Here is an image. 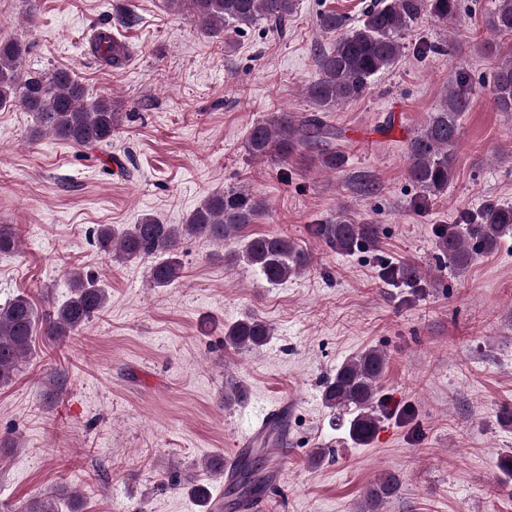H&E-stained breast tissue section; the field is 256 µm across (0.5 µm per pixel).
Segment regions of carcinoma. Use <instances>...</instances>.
<instances>
[{
    "instance_id": "cac0c4a2",
    "label": "carcinoma",
    "mask_w": 512,
    "mask_h": 512,
    "mask_svg": "<svg viewBox=\"0 0 512 512\" xmlns=\"http://www.w3.org/2000/svg\"><path fill=\"white\" fill-rule=\"evenodd\" d=\"M200 29L211 37L229 34L261 23L267 33L283 37L296 9V0H171ZM460 10V0H371L361 19L351 26L345 17L328 10L318 14L317 25L324 33L342 31L333 47L317 55L318 77L305 90L319 108L329 109L363 95L372 80L390 68L402 55L403 33L423 13L448 21ZM488 26L498 35L512 36V0H494ZM500 62L492 73L491 94L496 109L512 112V47L501 51L492 47ZM25 46L17 41H0V107L18 105L35 115V133H49L76 145L96 148L112 145L119 129L118 113L112 101L86 98L83 86L65 70L50 75L23 73L20 68ZM97 57L112 67L120 66L125 52L112 42L95 49ZM468 80L461 74L448 97L431 113L425 125L409 138L406 146L407 177L427 196L448 189L457 162L456 146L461 137L459 117L470 104ZM340 132L313 112L299 117L292 112L274 113L255 123L248 131L245 148L254 159L288 158L302 149L324 146ZM267 211L265 202L250 192L228 187L207 196L180 224H165L146 214L138 223L117 232L107 224L92 237L99 252L122 263L163 256L148 271L150 282L164 288L178 280L183 265L178 244L184 237L222 245L239 238ZM320 234L336 250L351 252L378 238V225L357 222L341 212L336 220L323 224ZM512 234V205H489L479 213L478 223L459 229L451 227L439 241L442 258L456 271L468 268L473 254L494 250L500 239ZM18 240L11 230L0 228V254L15 253ZM244 260L257 268L269 283H278L304 272L310 256L294 241L281 235H259L244 239ZM69 297L48 313L41 314L25 295L18 294L0 304V384L9 383L19 366L31 358L32 342L38 331L49 339L74 335L105 308L108 296L95 277L81 271L70 273ZM272 336L271 326L259 318H247L224 328V337L239 348L258 349ZM387 365V355L368 349L342 362L322 391L326 405L351 411L348 436L357 445H366L375 436L378 417L374 404L378 383ZM268 484L262 460L247 456L237 479L227 493L237 499L261 495ZM399 488L393 474L377 477L368 487L366 499L376 512ZM81 493L49 490L31 505L16 512H62V503L76 509Z\"/></svg>"
}]
</instances>
